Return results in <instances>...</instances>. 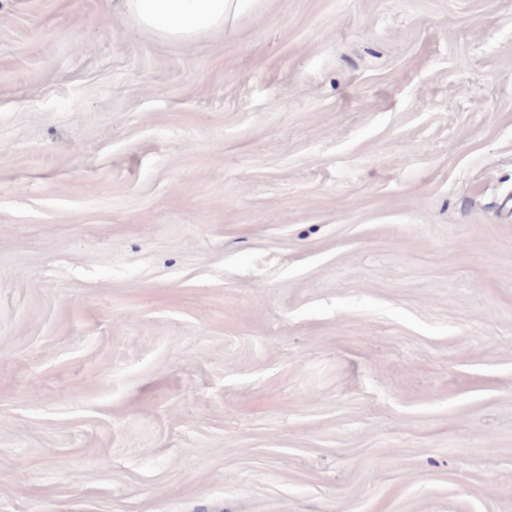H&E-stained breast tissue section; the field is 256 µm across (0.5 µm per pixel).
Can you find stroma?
Wrapping results in <instances>:
<instances>
[{
	"mask_svg": "<svg viewBox=\"0 0 512 512\" xmlns=\"http://www.w3.org/2000/svg\"><path fill=\"white\" fill-rule=\"evenodd\" d=\"M117 3L0 0V512H512V0ZM251 0H123L138 22L165 39L190 40L224 22Z\"/></svg>",
	"mask_w": 512,
	"mask_h": 512,
	"instance_id": "obj_1",
	"label": "stroma"
}]
</instances>
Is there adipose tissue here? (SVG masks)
Instances as JSON below:
<instances>
[{
	"label": "adipose tissue",
	"mask_w": 512,
	"mask_h": 512,
	"mask_svg": "<svg viewBox=\"0 0 512 512\" xmlns=\"http://www.w3.org/2000/svg\"><path fill=\"white\" fill-rule=\"evenodd\" d=\"M138 22L165 39L189 40L223 26L246 0H123Z\"/></svg>",
	"instance_id": "1"
}]
</instances>
